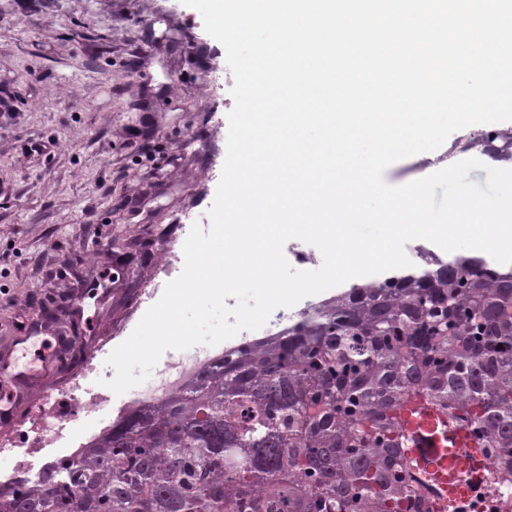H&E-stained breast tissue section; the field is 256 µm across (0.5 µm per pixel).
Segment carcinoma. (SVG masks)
I'll use <instances>...</instances> for the list:
<instances>
[{
    "label": "carcinoma",
    "instance_id": "cac0c4a2",
    "mask_svg": "<svg viewBox=\"0 0 512 512\" xmlns=\"http://www.w3.org/2000/svg\"><path fill=\"white\" fill-rule=\"evenodd\" d=\"M419 270L301 313L0 512H512V267Z\"/></svg>",
    "mask_w": 512,
    "mask_h": 512
}]
</instances>
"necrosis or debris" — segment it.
Returning <instances> with one entry per match:
<instances>
[{
  "mask_svg": "<svg viewBox=\"0 0 512 512\" xmlns=\"http://www.w3.org/2000/svg\"><path fill=\"white\" fill-rule=\"evenodd\" d=\"M124 339L122 330L101 338L95 356L66 382L49 389L36 399L15 428L0 432V491L10 492L17 481L34 483L46 471L63 460H78L83 448L106 434L113 424L135 410L185 393L196 384L202 373L224 358L223 344L205 346L184 353L173 350L166 358L153 383L125 399L114 400L108 388H85V379L96 372V355L107 353ZM76 406H68L69 398ZM93 417L89 426H81L85 417Z\"/></svg>",
  "mask_w": 512,
  "mask_h": 512,
  "instance_id": "4bbe7bcc",
  "label": "necrosis or debris"
}]
</instances>
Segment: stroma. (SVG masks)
<instances>
[{
  "mask_svg": "<svg viewBox=\"0 0 512 512\" xmlns=\"http://www.w3.org/2000/svg\"><path fill=\"white\" fill-rule=\"evenodd\" d=\"M227 70L182 0H0V352L52 340L46 309L75 307L85 352L127 320L171 224L213 203L234 105ZM490 130L457 131L383 178L401 186L475 157L468 179L485 184L487 167L512 169L476 146Z\"/></svg>",
  "mask_w": 512,
  "mask_h": 512,
  "instance_id": "1",
  "label": "stroma"
}]
</instances>
